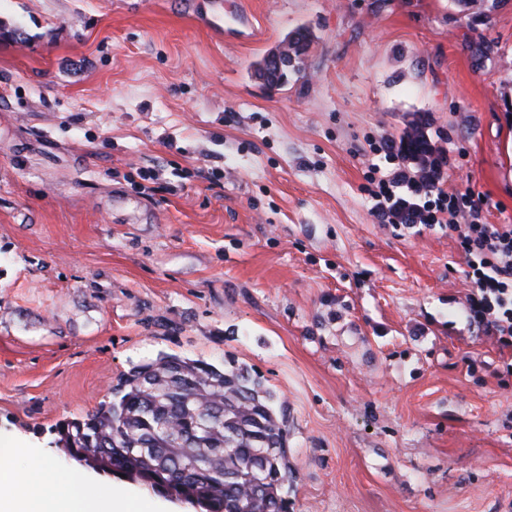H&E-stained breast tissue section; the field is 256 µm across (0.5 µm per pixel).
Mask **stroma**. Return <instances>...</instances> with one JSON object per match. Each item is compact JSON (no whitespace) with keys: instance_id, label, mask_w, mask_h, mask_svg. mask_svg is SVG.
<instances>
[{"instance_id":"stroma-1","label":"stroma","mask_w":512,"mask_h":512,"mask_svg":"<svg viewBox=\"0 0 512 512\" xmlns=\"http://www.w3.org/2000/svg\"><path fill=\"white\" fill-rule=\"evenodd\" d=\"M0 0V438L176 355L287 409L289 512H512V345L447 229L383 227L371 141L425 124L512 224V0ZM309 34L301 72L258 63Z\"/></svg>"}]
</instances>
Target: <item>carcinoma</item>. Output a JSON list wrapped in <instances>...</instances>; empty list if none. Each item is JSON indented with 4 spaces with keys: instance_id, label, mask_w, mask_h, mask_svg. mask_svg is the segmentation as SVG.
<instances>
[{
    "instance_id": "1",
    "label": "carcinoma",
    "mask_w": 512,
    "mask_h": 512,
    "mask_svg": "<svg viewBox=\"0 0 512 512\" xmlns=\"http://www.w3.org/2000/svg\"><path fill=\"white\" fill-rule=\"evenodd\" d=\"M429 152L423 135L405 157ZM57 447L97 473L158 495L174 489L208 512H288V425L244 371L164 356L133 368L115 398L58 429Z\"/></svg>"
}]
</instances>
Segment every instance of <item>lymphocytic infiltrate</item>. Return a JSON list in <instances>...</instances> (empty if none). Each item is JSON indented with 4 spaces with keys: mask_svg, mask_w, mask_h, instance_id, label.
Instances as JSON below:
<instances>
[{
    "mask_svg": "<svg viewBox=\"0 0 512 512\" xmlns=\"http://www.w3.org/2000/svg\"><path fill=\"white\" fill-rule=\"evenodd\" d=\"M372 150L394 165L386 174L372 163L365 173L363 189L374 202L376 222L425 229L447 226L469 268L471 322L486 335L512 338V224L486 223L482 200L472 191L449 186V157H440L427 176L399 167L403 141L383 138Z\"/></svg>",
    "mask_w": 512,
    "mask_h": 512,
    "instance_id": "lymphocytic-infiltrate-1",
    "label": "lymphocytic infiltrate"
}]
</instances>
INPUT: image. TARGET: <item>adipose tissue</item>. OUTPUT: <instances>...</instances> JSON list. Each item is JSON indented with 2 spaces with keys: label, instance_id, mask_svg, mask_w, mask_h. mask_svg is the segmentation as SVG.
Wrapping results in <instances>:
<instances>
[{
  "label": "adipose tissue",
  "instance_id": "1",
  "mask_svg": "<svg viewBox=\"0 0 512 512\" xmlns=\"http://www.w3.org/2000/svg\"><path fill=\"white\" fill-rule=\"evenodd\" d=\"M30 452L19 442L0 446V512H135V503L120 491L103 490L75 474L59 475L61 492H43L16 467L17 460Z\"/></svg>",
  "mask_w": 512,
  "mask_h": 512
}]
</instances>
